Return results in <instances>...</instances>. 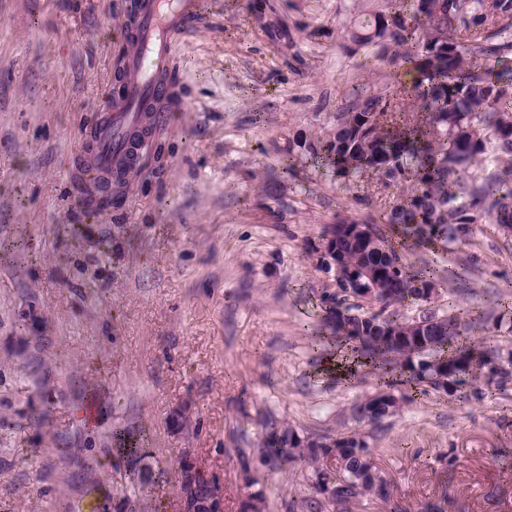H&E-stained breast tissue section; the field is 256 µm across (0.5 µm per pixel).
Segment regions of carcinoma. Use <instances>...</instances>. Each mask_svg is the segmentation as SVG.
Returning a JSON list of instances; mask_svg holds the SVG:
<instances>
[{
  "label": "carcinoma",
  "mask_w": 512,
  "mask_h": 512,
  "mask_svg": "<svg viewBox=\"0 0 512 512\" xmlns=\"http://www.w3.org/2000/svg\"><path fill=\"white\" fill-rule=\"evenodd\" d=\"M346 37L352 51L388 65L389 81L360 88L332 131L302 134L289 150L327 162L348 186L367 177L394 188L390 199L356 197L370 210L364 219H336L371 226L365 239L336 232L335 249L345 269L378 288L379 309L362 311L353 283L321 298L354 364L350 377L365 366L382 372V389L356 413L398 414L412 400L406 387L450 393L478 382L476 398L483 386L505 391L512 351L473 339L458 316L424 310L409 321L390 308L427 305L435 291V272L405 261L408 244L449 248L486 220L512 237V0L377 2L356 13ZM259 453L272 470L302 467L314 487L331 488L328 498L303 500L305 512H343L390 486L365 435L302 437L272 422Z\"/></svg>",
  "instance_id": "1"
}]
</instances>
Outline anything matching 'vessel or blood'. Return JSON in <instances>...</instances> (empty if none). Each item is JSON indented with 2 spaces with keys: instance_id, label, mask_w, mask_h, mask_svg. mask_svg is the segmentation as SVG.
I'll return each mask as SVG.
<instances>
[{
  "instance_id": "obj_1",
  "label": "vessel or blood",
  "mask_w": 512,
  "mask_h": 512,
  "mask_svg": "<svg viewBox=\"0 0 512 512\" xmlns=\"http://www.w3.org/2000/svg\"><path fill=\"white\" fill-rule=\"evenodd\" d=\"M134 9L133 49L123 76L110 85L108 108L89 130V150L76 173L77 202L87 213L96 209L95 187L125 178L134 167L140 138L147 132V114L168 92L163 76L171 63L170 32L202 17L199 0H136Z\"/></svg>"
}]
</instances>
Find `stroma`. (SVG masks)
<instances>
[{"instance_id":"1","label":"stroma","mask_w":512,"mask_h":512,"mask_svg":"<svg viewBox=\"0 0 512 512\" xmlns=\"http://www.w3.org/2000/svg\"><path fill=\"white\" fill-rule=\"evenodd\" d=\"M202 2V22L173 35L161 121L92 217L72 164L130 48L129 0H0V512H174L185 448L225 512L258 493L288 512L312 491L254 459L270 422L367 435L406 512H512V396L419 395L375 429L354 408L376 377L341 382L335 346L313 344L333 285L314 251L361 210L288 143L387 80L339 48L354 0ZM407 260L438 272L433 310L512 343V243L494 225ZM137 444L134 465L119 451Z\"/></svg>"}]
</instances>
